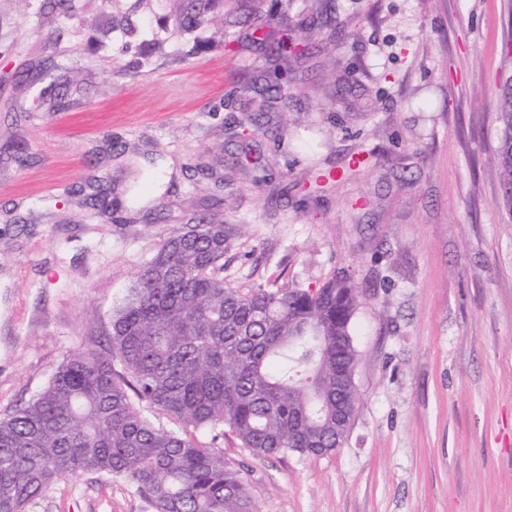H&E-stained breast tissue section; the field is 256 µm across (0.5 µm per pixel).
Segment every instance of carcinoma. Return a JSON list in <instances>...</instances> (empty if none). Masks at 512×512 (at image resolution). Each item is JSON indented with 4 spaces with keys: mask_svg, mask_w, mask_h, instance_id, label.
Instances as JSON below:
<instances>
[{
    "mask_svg": "<svg viewBox=\"0 0 512 512\" xmlns=\"http://www.w3.org/2000/svg\"><path fill=\"white\" fill-rule=\"evenodd\" d=\"M497 98L512 212V75ZM228 237L223 224L163 235L112 314L109 349L69 352L0 419V512H31L51 485L86 473L134 485L153 512H255L218 454L224 428L265 456L323 455L344 440L356 408L357 288L334 276L315 290L243 294L224 283ZM145 408L179 428L154 425Z\"/></svg>",
    "mask_w": 512,
    "mask_h": 512,
    "instance_id": "cac0c4a2",
    "label": "carcinoma"
}]
</instances>
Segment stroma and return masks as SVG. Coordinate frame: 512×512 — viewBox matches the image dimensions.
Returning a JSON list of instances; mask_svg holds the SVG:
<instances>
[{
	"mask_svg": "<svg viewBox=\"0 0 512 512\" xmlns=\"http://www.w3.org/2000/svg\"><path fill=\"white\" fill-rule=\"evenodd\" d=\"M511 38L512 0H0V417L69 351L107 345L164 233L223 223L227 285L339 275L360 292L341 446L265 457L224 434L256 512H512V211L494 158ZM92 184L111 213L85 206ZM33 512L152 509L89 473Z\"/></svg>",
	"mask_w": 512,
	"mask_h": 512,
	"instance_id": "obj_1",
	"label": "stroma"
}]
</instances>
